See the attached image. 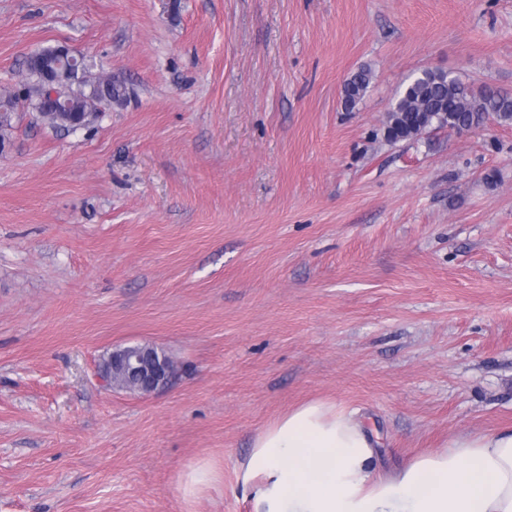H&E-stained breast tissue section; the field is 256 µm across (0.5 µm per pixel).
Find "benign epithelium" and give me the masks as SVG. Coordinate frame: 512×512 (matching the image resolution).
<instances>
[{"instance_id": "benign-epithelium-1", "label": "benign epithelium", "mask_w": 512, "mask_h": 512, "mask_svg": "<svg viewBox=\"0 0 512 512\" xmlns=\"http://www.w3.org/2000/svg\"><path fill=\"white\" fill-rule=\"evenodd\" d=\"M117 369L123 370L130 380L122 389L144 395L164 390L176 374L169 361L158 356L152 344L113 351L112 363L100 366L98 371V378L105 387H113L111 375Z\"/></svg>"}]
</instances>
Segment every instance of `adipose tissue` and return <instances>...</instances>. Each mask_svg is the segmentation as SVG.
<instances>
[{
  "label": "adipose tissue",
  "mask_w": 512,
  "mask_h": 512,
  "mask_svg": "<svg viewBox=\"0 0 512 512\" xmlns=\"http://www.w3.org/2000/svg\"><path fill=\"white\" fill-rule=\"evenodd\" d=\"M376 443L354 412L310 401L256 435L237 484L252 512H512V429L461 434L389 473ZM223 483L207 459L177 479L188 504Z\"/></svg>",
  "instance_id": "ef3b65f1"
}]
</instances>
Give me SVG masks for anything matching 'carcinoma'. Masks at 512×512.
Listing matches in <instances>:
<instances>
[{
    "label": "carcinoma",
    "instance_id": "obj_1",
    "mask_svg": "<svg viewBox=\"0 0 512 512\" xmlns=\"http://www.w3.org/2000/svg\"><path fill=\"white\" fill-rule=\"evenodd\" d=\"M44 58L26 61L30 82L24 97L50 124L70 128L75 121L89 123L102 108L124 101L126 87L112 80L95 77L84 61L72 65L67 57L54 54L53 48L42 50ZM372 79L368 68L352 74L344 84V105L354 109L364 98ZM56 98H50L48 89ZM17 97L0 96V129L10 124ZM493 119L512 121V94L497 90L477 92L460 78L445 71L424 70L400 94L384 122L385 137L390 142L411 139L422 131L448 128L457 133Z\"/></svg>",
    "mask_w": 512,
    "mask_h": 512
}]
</instances>
